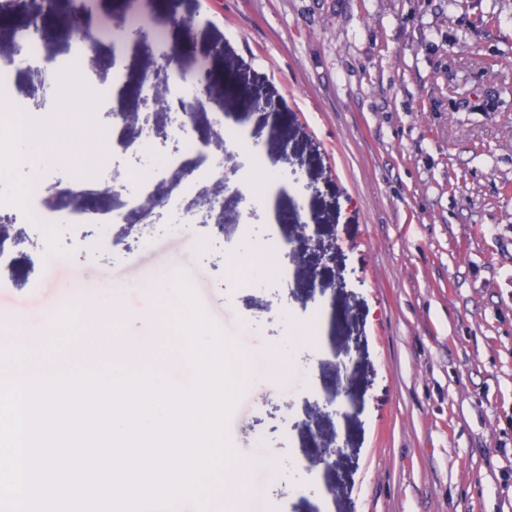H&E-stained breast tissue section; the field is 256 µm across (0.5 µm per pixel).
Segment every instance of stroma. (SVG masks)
Returning a JSON list of instances; mask_svg holds the SVG:
<instances>
[{
	"mask_svg": "<svg viewBox=\"0 0 512 512\" xmlns=\"http://www.w3.org/2000/svg\"><path fill=\"white\" fill-rule=\"evenodd\" d=\"M103 28L78 53L67 29L73 0H56L39 44L50 70L12 68L8 88L50 128L77 126L58 108L63 72L78 61L97 92V154L46 152L61 182L77 165L103 164L111 198L88 222L83 197L46 192L45 211H74L46 233L6 226L0 246V337L79 342L80 315L53 321L58 293L94 284L92 305L122 309L96 332L129 344L158 331L177 336L180 308L151 285L179 272L224 340L250 353L286 348L285 310L323 304L324 353L291 354L293 372L243 387L226 423L233 456L267 454L274 470L250 475L245 512H512V0H90ZM148 16L155 52L131 41L117 68L114 18ZM192 20V52L171 23ZM193 75L185 86L193 139L151 144L146 125L172 123L138 90L160 57ZM244 128L294 186L271 210L246 209L234 186L243 168L229 138ZM224 162V222L178 224L166 208L109 223L130 192L133 166L188 181L181 211L204 216L217 185L202 171ZM314 232L305 249L300 225ZM288 241L286 280L254 275L231 287L228 262L246 236ZM186 388L185 352L156 347L130 356ZM338 444L334 467H309L316 446Z\"/></svg>",
	"mask_w": 512,
	"mask_h": 512,
	"instance_id": "stroma-1",
	"label": "stroma"
}]
</instances>
